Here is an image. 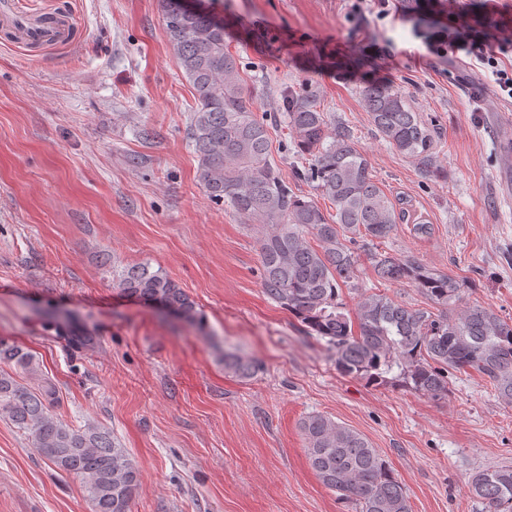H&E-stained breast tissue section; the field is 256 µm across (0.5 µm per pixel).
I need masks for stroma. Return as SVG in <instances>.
<instances>
[{"label": "stroma", "mask_w": 512, "mask_h": 512, "mask_svg": "<svg viewBox=\"0 0 512 512\" xmlns=\"http://www.w3.org/2000/svg\"><path fill=\"white\" fill-rule=\"evenodd\" d=\"M205 0L259 111L277 114L272 158L300 195L282 94L316 90L348 125L378 185L411 219L382 248L468 282V303L512 320V101L465 52L432 53L398 0ZM63 11L67 42L0 38V336L28 349L59 390L53 412L111 429L140 471L132 512H355L309 466L299 424L323 414L364 434L405 484L412 512H478L469 480L512 465V403L477 372L447 399L341 375L324 342L269 300L258 225L207 196L190 142L197 109L159 0H15ZM442 18L512 31V0H437ZM385 48L388 58L376 56ZM382 77L436 125L446 178L393 150L364 110V74ZM162 269L204 327L120 292L124 268ZM232 352L253 377L225 370ZM0 512H90L27 434L0 419Z\"/></svg>", "instance_id": "obj_1"}]
</instances>
